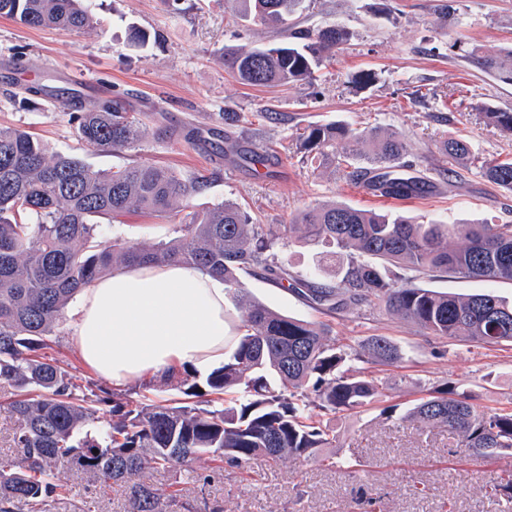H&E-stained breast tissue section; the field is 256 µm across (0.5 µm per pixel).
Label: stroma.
<instances>
[{"label": "stroma", "mask_w": 512, "mask_h": 512, "mask_svg": "<svg viewBox=\"0 0 512 512\" xmlns=\"http://www.w3.org/2000/svg\"><path fill=\"white\" fill-rule=\"evenodd\" d=\"M455 16L441 21L445 5ZM96 24L77 33L29 28L0 17V126L39 138L52 153L76 156L91 168L149 163L187 179H207L191 198L196 209L230 201L256 224L280 228L276 250L291 267L313 270L317 249L284 246L287 226L303 209L341 202L363 209L401 212L417 221L512 224V193L490 184L483 161L512 157V136L489 124L484 107L512 112V83L473 67L476 46L512 47V0H305L293 29L316 32L340 25L348 42L326 58L315 80L275 88L238 80L224 64L225 49H250L287 40L288 32L238 20L228 0H95ZM146 32L139 49L129 26ZM378 78L360 86L356 73ZM45 80L56 89L81 91L84 103L120 98L142 123L137 148L106 152L80 141L63 99H27V86ZM239 115L225 128L224 115ZM340 122L353 128L398 129L407 158L436 169L431 195L395 200L374 195L341 169L315 168L298 150L307 126ZM465 138L473 160L448 162L440 151L448 133ZM267 151L275 158L260 170L239 165L226 141ZM179 215L133 212L103 224L102 239L119 236L152 243L176 237ZM252 300L308 321L321 314L295 294L259 276H246ZM337 335L358 341L384 336L405 353L380 371L396 415L379 409L337 415L340 440L333 453L370 462L369 476L328 469L313 460L278 464L256 458L245 470L217 468L209 458L193 472H157L150 484L177 490L168 512H507L489 490L512 458L492 463L465 458L447 432L404 420L424 388L449 383L468 390L481 405L512 402V349L468 341L442 342L382 307L335 319ZM45 356L68 365L83 392L111 397L112 382L86 368L60 321ZM71 493L48 503L49 512H131L121 483L68 475Z\"/></svg>", "instance_id": "obj_1"}]
</instances>
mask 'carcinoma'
<instances>
[{
  "label": "carcinoma",
  "instance_id": "cac0c4a2",
  "mask_svg": "<svg viewBox=\"0 0 512 512\" xmlns=\"http://www.w3.org/2000/svg\"><path fill=\"white\" fill-rule=\"evenodd\" d=\"M303 2L235 0L236 16L286 30ZM0 17L81 32L93 27V0H0ZM304 39L230 51L225 64L246 84L308 82L349 32L334 25ZM471 58L512 82V49L480 48ZM66 102L81 141L116 152L140 140L139 119L120 101L86 106L71 90ZM484 115L512 134V112L487 108ZM299 148L313 161L349 168L350 177L382 197L405 200L434 188L426 176L393 171L408 150L397 131L327 123L305 129ZM441 152L459 164L468 159V143L450 136ZM482 174L512 192V157L485 163ZM205 187L203 179H181L147 164L94 171L77 157L48 154L24 130L0 126V384L17 392L12 442L23 449L20 461H0V512L21 506L43 512L48 499L70 494L61 479L67 471L128 484L132 512H166L174 494L158 493L147 479L177 467L190 472L205 456L237 469L264 457L275 463L318 459L356 476L367 472L369 464L357 457L321 456L336 442L329 421L390 397L381 380L350 363L394 367L403 351L384 336L354 345L330 322L316 324L255 303L244 273L287 286L323 314L381 305L428 336L512 346V300L423 285L440 278L512 284V224H419L345 203L314 207L299 213L291 228L327 247L320 260L334 265V275L321 281L320 268L304 275L279 258L272 225L253 223L238 205L189 206ZM177 201L184 202L185 214L175 238H100L101 219L138 210L165 214ZM172 264L224 280L241 313L233 348L203 381L186 373L177 384L180 398L132 405L114 393L107 413L98 407L101 399L79 395L67 367L41 350L70 301L109 271ZM406 418L448 431L474 460L512 455V407L481 406L471 393L432 387Z\"/></svg>",
  "mask_w": 512,
  "mask_h": 512
}]
</instances>
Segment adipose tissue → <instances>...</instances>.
<instances>
[{"label": "adipose tissue", "instance_id": "adipose-tissue-1", "mask_svg": "<svg viewBox=\"0 0 512 512\" xmlns=\"http://www.w3.org/2000/svg\"><path fill=\"white\" fill-rule=\"evenodd\" d=\"M221 279L186 265L123 268L78 295L71 342L81 361L123 386L224 362L237 323Z\"/></svg>", "mask_w": 512, "mask_h": 512}]
</instances>
